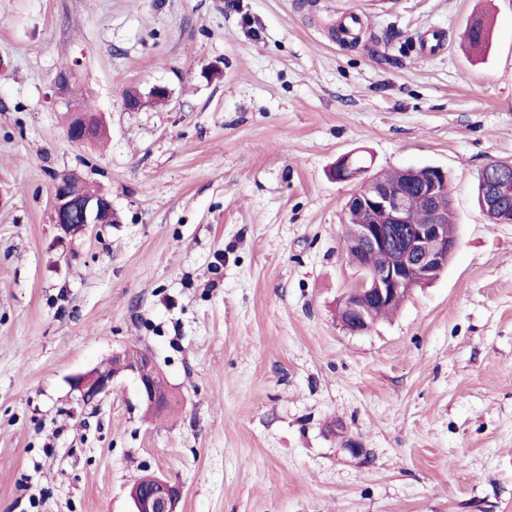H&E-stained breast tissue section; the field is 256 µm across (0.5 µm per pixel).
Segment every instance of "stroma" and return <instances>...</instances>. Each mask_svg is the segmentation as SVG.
I'll return each instance as SVG.
<instances>
[{
  "instance_id": "1",
  "label": "stroma",
  "mask_w": 512,
  "mask_h": 512,
  "mask_svg": "<svg viewBox=\"0 0 512 512\" xmlns=\"http://www.w3.org/2000/svg\"><path fill=\"white\" fill-rule=\"evenodd\" d=\"M157 85L166 104L126 110ZM72 102L102 142L68 140ZM346 155L442 168L459 239L362 334L338 319ZM492 159L512 160V0H0V512H131L147 474L180 512H512V224L475 199ZM64 173L117 221L62 237ZM131 347L166 380L161 417L133 377L91 404L73 386Z\"/></svg>"
}]
</instances>
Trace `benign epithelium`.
<instances>
[{
  "label": "benign epithelium",
  "mask_w": 512,
  "mask_h": 512,
  "mask_svg": "<svg viewBox=\"0 0 512 512\" xmlns=\"http://www.w3.org/2000/svg\"><path fill=\"white\" fill-rule=\"evenodd\" d=\"M103 132L98 121L84 113L72 110L67 127V138L76 144L97 139ZM484 215L492 224H512V175L487 165L483 168ZM359 179L366 191L355 192L349 204L363 213V223L351 225L345 237V248L359 251L383 252L393 255L390 264L368 269L364 276L347 289L342 303L349 315L344 329L352 334L368 331L371 324L367 311L377 303H401L407 292L431 275L448 266V260L458 247L457 239L448 237V213L436 204L440 183H448L443 169L433 168L426 179L418 168H409L401 185L388 183L381 174L366 171L342 174L341 181ZM423 197L429 207V218L418 224L408 223V209L412 193ZM116 221L112 200L92 188L79 194L71 192L66 178L56 180L52 222L67 237L85 236L98 224ZM114 367L110 371L95 370L75 380L85 402H91L112 391L114 380L121 374L131 375L137 384L142 401L155 411L170 405L169 393L161 392L165 383L152 355L131 362L125 354L112 355ZM131 512H179L180 488L158 477H147L135 483L130 492Z\"/></svg>",
  "instance_id": "benign-epithelium-1"
}]
</instances>
